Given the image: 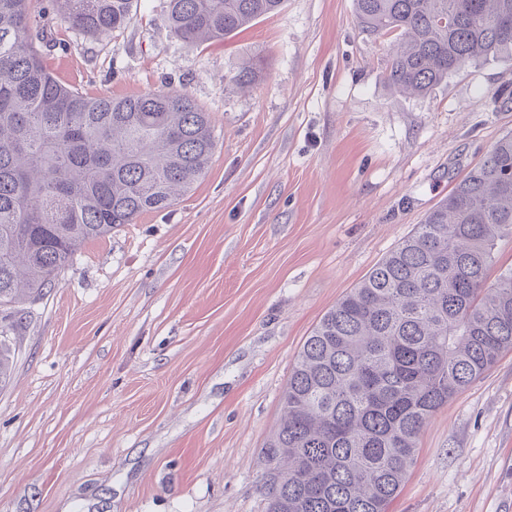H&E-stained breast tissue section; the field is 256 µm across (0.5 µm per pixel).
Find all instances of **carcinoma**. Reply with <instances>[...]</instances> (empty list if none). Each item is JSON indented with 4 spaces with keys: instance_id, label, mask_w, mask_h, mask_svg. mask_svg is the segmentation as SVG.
Returning <instances> with one entry per match:
<instances>
[{
    "instance_id": "carcinoma-1",
    "label": "carcinoma",
    "mask_w": 512,
    "mask_h": 512,
    "mask_svg": "<svg viewBox=\"0 0 512 512\" xmlns=\"http://www.w3.org/2000/svg\"><path fill=\"white\" fill-rule=\"evenodd\" d=\"M138 0H0V308L39 298L81 245L169 208L204 174L209 116L180 91L89 97L35 46L61 22L103 38ZM362 31L394 38L383 81L424 97L477 62L512 61V0H353ZM283 0H169L187 42L220 40ZM261 69L234 75L243 87ZM512 133L461 179L304 342L265 452L268 512H387L429 419L512 350ZM0 327V385L10 377Z\"/></svg>"
}]
</instances>
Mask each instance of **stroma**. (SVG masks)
Here are the masks:
<instances>
[{
  "label": "stroma",
  "instance_id": "obj_1",
  "mask_svg": "<svg viewBox=\"0 0 512 512\" xmlns=\"http://www.w3.org/2000/svg\"><path fill=\"white\" fill-rule=\"evenodd\" d=\"M167 5L138 0L101 39L56 24L41 50L90 97L188 93L215 147L170 208L86 242L13 308L0 512H267L265 447L304 341L512 132V63L393 94L390 44L353 0H284L204 43ZM388 512H512V352L431 417Z\"/></svg>",
  "mask_w": 512,
  "mask_h": 512
}]
</instances>
